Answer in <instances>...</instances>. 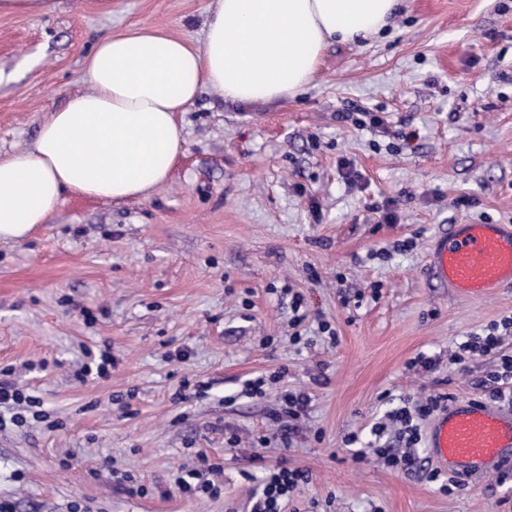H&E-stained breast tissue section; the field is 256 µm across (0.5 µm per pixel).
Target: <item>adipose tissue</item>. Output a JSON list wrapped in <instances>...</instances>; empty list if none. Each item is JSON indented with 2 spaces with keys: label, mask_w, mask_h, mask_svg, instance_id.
<instances>
[{
  "label": "adipose tissue",
  "mask_w": 512,
  "mask_h": 512,
  "mask_svg": "<svg viewBox=\"0 0 512 512\" xmlns=\"http://www.w3.org/2000/svg\"><path fill=\"white\" fill-rule=\"evenodd\" d=\"M399 0H214L202 41L134 24L100 39L85 89L0 157V240L26 239L67 195L146 198L183 152L177 117L202 89L242 103L297 95L330 41L379 35Z\"/></svg>",
  "instance_id": "obj_1"
}]
</instances>
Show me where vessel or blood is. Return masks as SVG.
I'll use <instances>...</instances> for the list:
<instances>
[{"label":"vessel or blood","instance_id":"1","mask_svg":"<svg viewBox=\"0 0 512 512\" xmlns=\"http://www.w3.org/2000/svg\"><path fill=\"white\" fill-rule=\"evenodd\" d=\"M429 271L465 297L512 285V226L450 225L435 245ZM428 446L449 473L491 477L512 464V409L475 399L453 402L437 415Z\"/></svg>","mask_w":512,"mask_h":512}]
</instances>
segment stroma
Returning a JSON list of instances; mask_svg holds the SVG:
<instances>
[{
    "instance_id": "35a3bbf8",
    "label": "stroma",
    "mask_w": 512,
    "mask_h": 512,
    "mask_svg": "<svg viewBox=\"0 0 512 512\" xmlns=\"http://www.w3.org/2000/svg\"><path fill=\"white\" fill-rule=\"evenodd\" d=\"M211 4L0 15V156L83 88L100 38L137 22L198 39ZM360 107L380 124L356 125ZM178 121L183 154L149 198L67 196L25 240H0V370L38 400L0 412V502L250 512L283 462L311 474L284 512H512V469L446 494L426 445L403 472L345 443L401 454L387 415L404 398L488 397L496 359L452 357L512 317V286L463 298L427 266L449 225H512V0H402L376 38L329 43L295 97L205 89ZM90 352L111 355L107 377H76ZM288 393L310 402L284 430L271 415ZM202 453L219 497L176 485Z\"/></svg>"
}]
</instances>
